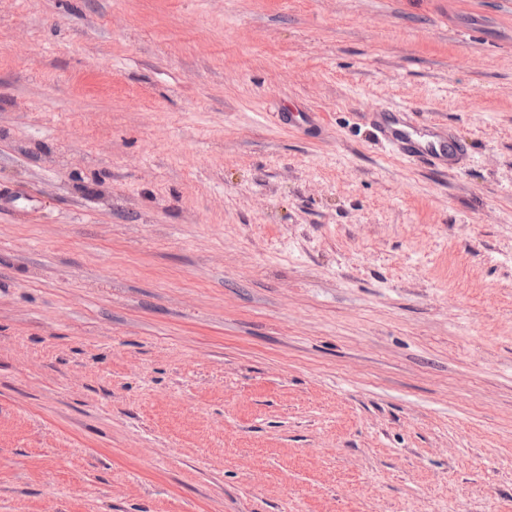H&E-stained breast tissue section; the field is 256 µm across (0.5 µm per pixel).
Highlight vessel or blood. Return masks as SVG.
Wrapping results in <instances>:
<instances>
[{
	"label": "vessel or blood",
	"instance_id": "1",
	"mask_svg": "<svg viewBox=\"0 0 512 512\" xmlns=\"http://www.w3.org/2000/svg\"><path fill=\"white\" fill-rule=\"evenodd\" d=\"M382 139L396 146L409 159L434 166L453 165L465 150L449 127L433 122L419 126L404 120L396 110H385L376 121Z\"/></svg>",
	"mask_w": 512,
	"mask_h": 512
}]
</instances>
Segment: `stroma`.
<instances>
[{
	"mask_svg": "<svg viewBox=\"0 0 512 512\" xmlns=\"http://www.w3.org/2000/svg\"><path fill=\"white\" fill-rule=\"evenodd\" d=\"M0 512H512V0H0ZM381 112L375 124L381 138L396 146L407 158L449 167L465 155L463 145L449 127L437 122L414 126L397 114L405 110Z\"/></svg>",
	"mask_w": 512,
	"mask_h": 512,
	"instance_id": "35a3bbf8",
	"label": "stroma"
}]
</instances>
